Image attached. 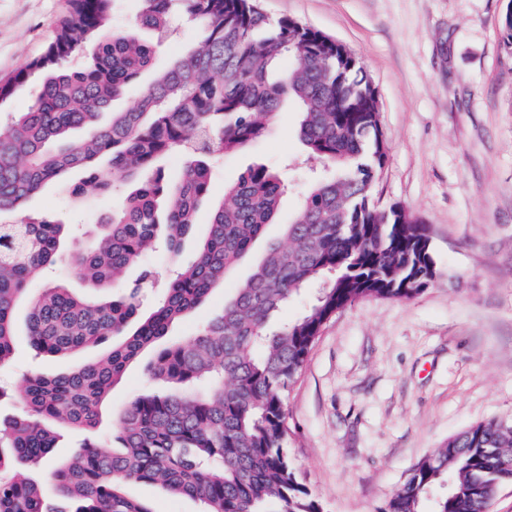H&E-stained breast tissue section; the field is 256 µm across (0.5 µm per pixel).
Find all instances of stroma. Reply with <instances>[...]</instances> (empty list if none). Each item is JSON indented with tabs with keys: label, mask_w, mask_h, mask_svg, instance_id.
Listing matches in <instances>:
<instances>
[{
	"label": "stroma",
	"mask_w": 512,
	"mask_h": 512,
	"mask_svg": "<svg viewBox=\"0 0 512 512\" xmlns=\"http://www.w3.org/2000/svg\"><path fill=\"white\" fill-rule=\"evenodd\" d=\"M271 19L293 18L343 44L377 96L387 159L374 194L430 227L436 280L404 301L367 297L322 327L285 401L289 452L300 482L322 512H381L412 468L449 437L491 419L512 418V49L502 40L512 0H256ZM67 0H0V78L41 55L56 36ZM301 115L289 105L268 134L216 157L209 198L178 256L158 251L133 267L140 313H149L205 237L214 203L249 166L282 171L288 184L267 236L300 210L311 173L297 137ZM80 197L57 186L27 209L71 225L64 249L90 244L97 224L130 192ZM254 264L229 272L195 314L170 336H192L224 306ZM151 276L138 283L141 270ZM103 346L55 363L35 355L18 327L0 386L32 371L56 373L97 358ZM145 360L133 362L103 403L102 433L137 396L158 390ZM130 496L154 512H202L200 502L153 485Z\"/></svg>",
	"instance_id": "35a3bbf8"
}]
</instances>
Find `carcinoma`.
<instances>
[{
	"label": "carcinoma",
	"mask_w": 512,
	"mask_h": 512,
	"mask_svg": "<svg viewBox=\"0 0 512 512\" xmlns=\"http://www.w3.org/2000/svg\"><path fill=\"white\" fill-rule=\"evenodd\" d=\"M117 0H68L45 52L0 79V106L29 90L27 110L0 124V366L13 353L16 308L41 355L59 359L112 340L102 357L24 379V413L0 423V512H154L130 483L196 499L204 512H320L288 449L286 395L323 324L366 297L408 300L434 281L429 229L404 208H380L373 191L387 153L375 91L344 46L291 18L269 19L253 0H140L135 25L112 27ZM179 15L201 40L114 110L147 72L156 44ZM288 64H282L283 60ZM301 114L309 156L332 172L313 184L283 241L266 244L222 311L188 340L169 328L201 305L275 223L284 185L253 165L224 187L195 261L140 316L138 289L122 295L127 269L162 241L177 253L210 195V160L263 138L287 103ZM187 157L176 181L161 163ZM72 169L107 190L134 184L122 210L101 224L96 245L69 258L95 295L31 284L58 261L65 225L23 215L26 201ZM18 213L17 219L10 215ZM313 281L324 287L292 320L280 312ZM155 349L147 371L164 387L141 395L114 422L119 446L89 439L64 462V430L88 434L127 367ZM40 470L50 498L26 474ZM435 512H488L512 484V419L471 426L422 458L381 512H420L445 477Z\"/></svg>",
	"instance_id": "carcinoma-1"
}]
</instances>
